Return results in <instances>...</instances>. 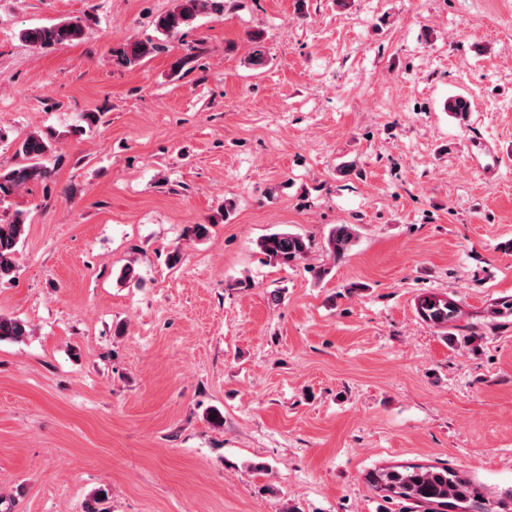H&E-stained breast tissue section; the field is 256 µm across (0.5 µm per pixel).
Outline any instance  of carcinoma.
I'll return each mask as SVG.
<instances>
[{
	"label": "carcinoma",
	"instance_id": "carcinoma-1",
	"mask_svg": "<svg viewBox=\"0 0 512 512\" xmlns=\"http://www.w3.org/2000/svg\"><path fill=\"white\" fill-rule=\"evenodd\" d=\"M224 0H178L175 8L155 19L156 31L170 38L192 23L203 13L221 14ZM82 35L78 19H70L50 26L28 28L21 38L29 44L48 48L72 42ZM166 49L153 41L127 42L112 50L113 61L120 67H129L147 56ZM52 153L50 141L38 133H30L15 144V155L24 164L0 167V199L4 200L30 182L51 177L53 169L46 165ZM26 233V222L18 214L7 224H0V281L14 278L15 257ZM355 232L347 224L334 227L327 238L333 260H341L353 246ZM259 249L281 264H291L304 258L310 249L308 238L290 232H273L259 239ZM417 313L435 326L449 328L461 317L458 304L447 297L431 294L419 298ZM28 334V325L21 319L0 315V341H20ZM374 489L389 499L410 501L421 512H500L501 501L483 495L481 489L468 478L446 467L397 466L382 468L368 475Z\"/></svg>",
	"mask_w": 512,
	"mask_h": 512
}]
</instances>
